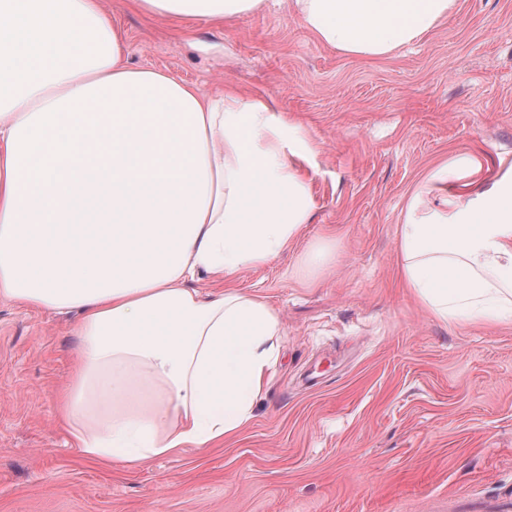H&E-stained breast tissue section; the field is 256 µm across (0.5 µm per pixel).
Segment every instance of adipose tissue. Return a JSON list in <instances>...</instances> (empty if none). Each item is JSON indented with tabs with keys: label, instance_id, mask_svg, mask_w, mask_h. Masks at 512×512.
<instances>
[{
	"label": "adipose tissue",
	"instance_id": "1",
	"mask_svg": "<svg viewBox=\"0 0 512 512\" xmlns=\"http://www.w3.org/2000/svg\"><path fill=\"white\" fill-rule=\"evenodd\" d=\"M264 0H138L232 22ZM456 0H294L315 37L379 58ZM100 0H0V299L77 314L60 419L88 458L129 467L205 448L253 418L279 356L278 312L228 278L286 251L314 210L312 148L279 103L213 95L130 67ZM473 157L433 168L400 227L406 288L444 322L512 320V166L452 192Z\"/></svg>",
	"mask_w": 512,
	"mask_h": 512
}]
</instances>
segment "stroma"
I'll return each mask as SVG.
<instances>
[{
	"instance_id": "stroma-1",
	"label": "stroma",
	"mask_w": 512,
	"mask_h": 512,
	"mask_svg": "<svg viewBox=\"0 0 512 512\" xmlns=\"http://www.w3.org/2000/svg\"><path fill=\"white\" fill-rule=\"evenodd\" d=\"M268 4L224 25L102 0L129 66L274 97L309 136L315 207L288 250L226 282L279 313L247 427L126 469L84 457L58 411L75 315L0 301V512H501L512 502V322L445 323L404 286L405 205L433 167L512 159V0H457L381 58Z\"/></svg>"
}]
</instances>
